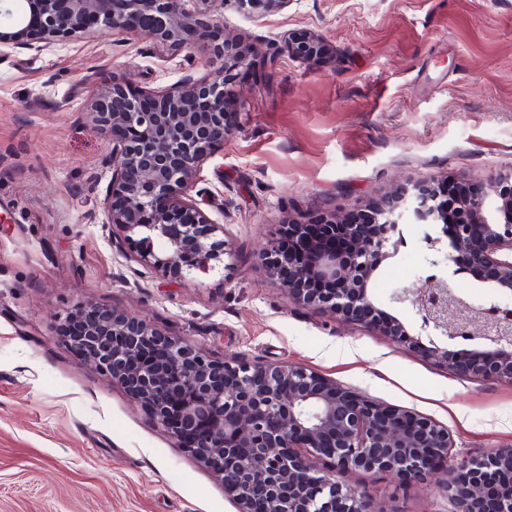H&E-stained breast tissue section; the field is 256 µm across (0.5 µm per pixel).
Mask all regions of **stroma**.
Here are the masks:
<instances>
[{"label":"stroma","instance_id":"obj_1","mask_svg":"<svg viewBox=\"0 0 512 512\" xmlns=\"http://www.w3.org/2000/svg\"><path fill=\"white\" fill-rule=\"evenodd\" d=\"M224 35L260 68L227 87L233 128L192 192L224 227L207 275L164 277L114 246L102 201L108 133L92 92L159 91L208 67L196 50L98 28L0 52V512H236L120 384L73 350L67 315L113 308L217 359L292 363L448 428L456 453L512 446V383L464 377L380 333L290 302L264 253L289 223L350 220L407 183L512 172V0H290L228 9ZM318 62L282 52L288 34ZM424 236V235H423ZM422 235L380 265L375 303L418 333L393 291L429 271ZM385 512H450L425 483L343 474ZM323 45L314 35L293 36L288 34L284 39L282 51L287 52L289 56L316 60L322 54Z\"/></svg>","mask_w":512,"mask_h":512}]
</instances>
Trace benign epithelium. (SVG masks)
Segmentation results:
<instances>
[{"mask_svg":"<svg viewBox=\"0 0 512 512\" xmlns=\"http://www.w3.org/2000/svg\"><path fill=\"white\" fill-rule=\"evenodd\" d=\"M290 0H3L25 20L0 25V52L37 53L82 37L94 24L174 45H197L210 73L153 92L129 89L115 76L90 100L92 121L112 133V183L103 199L112 240L141 266L162 276L206 275L224 256V225L212 223L190 195L197 176L230 131L225 86L234 71L254 64L223 38L215 12L250 6L257 13ZM313 36L284 39L288 55L316 60ZM361 223L326 220L329 235L348 241L286 254L273 247L265 264L288 298L312 311L372 327L417 347L463 376L512 382V311L494 295L512 294V173L473 184L454 203L440 183L403 187L360 215ZM405 224H440L446 264L487 284L471 303L448 278L427 276L392 294L416 310L421 329L484 348L425 346L378 307L369 283L399 244ZM321 283L329 289L313 288ZM70 347L119 382L153 421L205 466L221 475L238 512H383L373 491L337 479L348 471L430 479L448 496L451 512H512V485L486 495L497 476L512 472V446L462 457L448 429L432 419L377 402L295 364L216 360L193 343L168 336L146 320L96 307L83 316Z\"/></svg>","mask_w":512,"mask_h":512,"instance_id":"7a95c632","label":"benign epithelium"}]
</instances>
